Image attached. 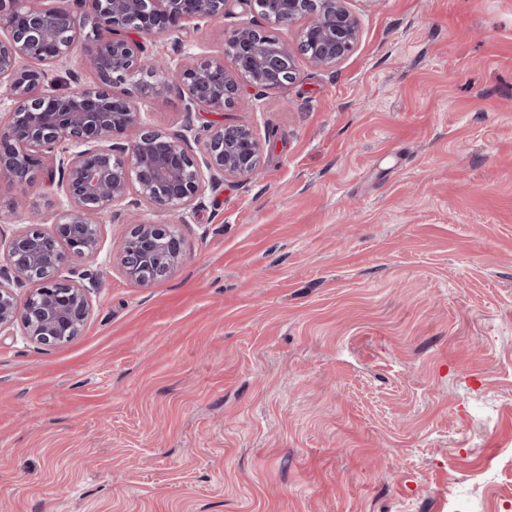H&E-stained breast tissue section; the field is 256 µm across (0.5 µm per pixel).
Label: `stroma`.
<instances>
[{"instance_id": "obj_1", "label": "stroma", "mask_w": 512, "mask_h": 512, "mask_svg": "<svg viewBox=\"0 0 512 512\" xmlns=\"http://www.w3.org/2000/svg\"><path fill=\"white\" fill-rule=\"evenodd\" d=\"M354 50L224 110L261 172L174 225L148 288L99 261L56 348L0 333V512H505L512 505V0H349ZM233 7L149 41L222 54ZM178 93L142 98L179 128ZM44 176L0 182L4 234L52 216Z\"/></svg>"}]
</instances>
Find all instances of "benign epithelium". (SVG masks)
<instances>
[{
  "label": "benign epithelium",
  "instance_id": "1",
  "mask_svg": "<svg viewBox=\"0 0 512 512\" xmlns=\"http://www.w3.org/2000/svg\"><path fill=\"white\" fill-rule=\"evenodd\" d=\"M234 4L266 15V0H60L52 7L0 0V86L10 101L0 116V182L22 185L39 172H57L61 196L52 230L36 215L6 243L0 333L19 326L47 348L72 341L89 319L88 288L96 286L84 283L87 275L73 263L100 256L102 214L123 203L193 212L202 206L206 185L260 173L265 142L253 127L219 122L198 130L193 115L222 112L248 88L294 80L300 55L333 67L359 37L346 0H279V23L304 22L299 47L244 23L225 39L231 68L222 57L174 67L148 53L142 41L222 19ZM81 41L92 79L73 72L75 87L60 94L50 71L68 65ZM173 90L187 101L183 129L157 130L137 100ZM182 260L173 225L138 221L101 267L149 287Z\"/></svg>",
  "mask_w": 512,
  "mask_h": 512
}]
</instances>
